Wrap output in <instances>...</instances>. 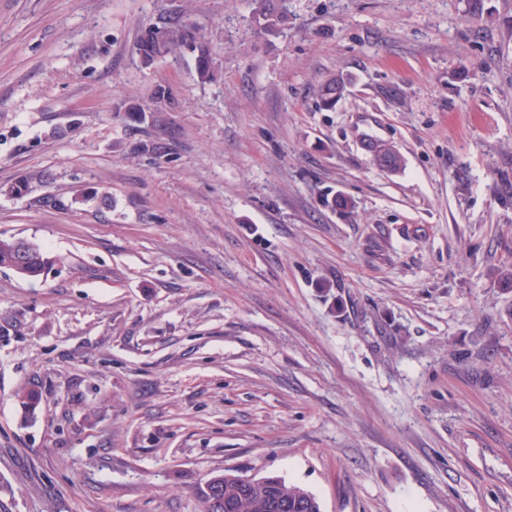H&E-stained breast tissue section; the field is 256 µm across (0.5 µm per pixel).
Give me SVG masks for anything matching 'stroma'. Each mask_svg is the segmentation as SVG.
Masks as SVG:
<instances>
[{
  "label": "stroma",
  "instance_id": "stroma-1",
  "mask_svg": "<svg viewBox=\"0 0 512 512\" xmlns=\"http://www.w3.org/2000/svg\"><path fill=\"white\" fill-rule=\"evenodd\" d=\"M287 8L0 0V235L48 259L0 267V512H203L228 469L512 512V0ZM167 15L213 79L143 65ZM264 2L263 12L258 17L261 28L266 32H276L288 20V15L283 7L279 6V2L285 0H262ZM262 20V23H261Z\"/></svg>",
  "mask_w": 512,
  "mask_h": 512
}]
</instances>
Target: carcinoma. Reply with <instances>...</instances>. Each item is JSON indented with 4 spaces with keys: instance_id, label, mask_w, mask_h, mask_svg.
<instances>
[{
    "instance_id": "carcinoma-1",
    "label": "carcinoma",
    "mask_w": 512,
    "mask_h": 512,
    "mask_svg": "<svg viewBox=\"0 0 512 512\" xmlns=\"http://www.w3.org/2000/svg\"><path fill=\"white\" fill-rule=\"evenodd\" d=\"M264 8L260 20L261 28L266 32H276L288 20L284 8L279 6L281 0H263ZM196 38V32L184 20L176 17L164 18L146 26L138 41L137 52L144 64L150 65L156 59L177 52L187 38ZM344 90V84L336 79L328 80L321 90V101L326 107L335 103ZM376 161L382 168L397 171L402 166L399 154L390 149L377 151ZM18 239L0 238V267H11V261L17 253ZM220 480L218 493L227 503L240 498L245 499L240 512H275L273 504L277 501L288 503V512H321L316 496L278 476L260 479L248 490H242L232 470L217 475Z\"/></svg>"
}]
</instances>
